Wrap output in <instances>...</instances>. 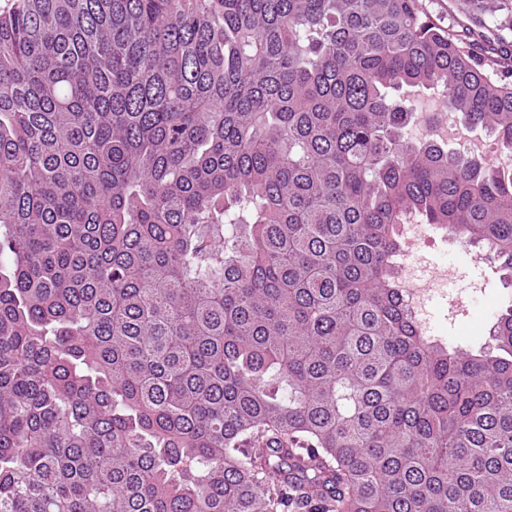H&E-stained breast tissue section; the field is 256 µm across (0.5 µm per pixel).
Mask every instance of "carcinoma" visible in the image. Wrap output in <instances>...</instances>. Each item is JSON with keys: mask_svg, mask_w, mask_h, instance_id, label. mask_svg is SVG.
Masks as SVG:
<instances>
[{"mask_svg": "<svg viewBox=\"0 0 512 512\" xmlns=\"http://www.w3.org/2000/svg\"><path fill=\"white\" fill-rule=\"evenodd\" d=\"M438 87L509 163L407 136ZM415 220L512 276V71L421 0H19L0 512H512V306L426 336ZM444 276V271L434 269L430 272V278L421 283L415 279L402 265L400 282L404 298L417 323L425 330L429 323L430 312L428 302L435 292H441L443 288H431L436 285Z\"/></svg>", "mask_w": 512, "mask_h": 512, "instance_id": "carcinoma-1", "label": "carcinoma"}]
</instances>
